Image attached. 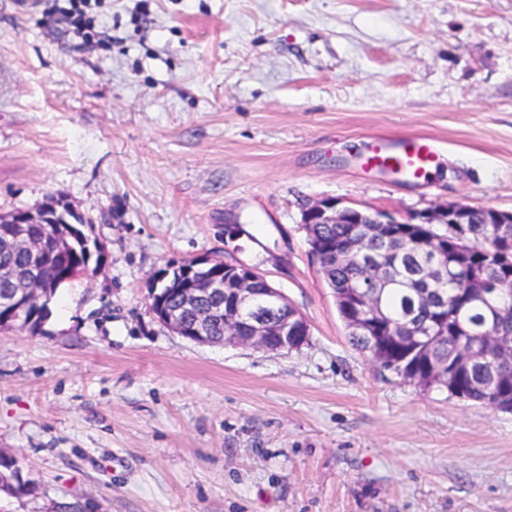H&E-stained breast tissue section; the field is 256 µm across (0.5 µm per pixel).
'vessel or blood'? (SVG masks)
I'll use <instances>...</instances> for the list:
<instances>
[{
	"label": "vessel or blood",
	"mask_w": 512,
	"mask_h": 512,
	"mask_svg": "<svg viewBox=\"0 0 512 512\" xmlns=\"http://www.w3.org/2000/svg\"><path fill=\"white\" fill-rule=\"evenodd\" d=\"M437 155L436 144L426 137H377L362 152L361 165L366 169L395 172L405 178L418 180L426 177L435 166Z\"/></svg>",
	"instance_id": "obj_1"
}]
</instances>
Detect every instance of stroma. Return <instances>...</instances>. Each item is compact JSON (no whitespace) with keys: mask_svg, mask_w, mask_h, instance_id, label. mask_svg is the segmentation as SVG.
<instances>
[{"mask_svg":"<svg viewBox=\"0 0 512 512\" xmlns=\"http://www.w3.org/2000/svg\"><path fill=\"white\" fill-rule=\"evenodd\" d=\"M0 0V212L59 198L106 257L37 332L0 331V448L32 492L0 512H512V414L352 347L310 255L324 197L404 220L512 212V0ZM424 135L426 181L363 171ZM208 255L258 267L307 321L297 351L201 345L149 281ZM60 22L64 25L66 32H71L74 36L82 38V45H91L85 33L88 20L79 4H75L69 12L61 13Z\"/></svg>","mask_w":512,"mask_h":512,"instance_id":"35a3bbf8","label":"stroma"}]
</instances>
